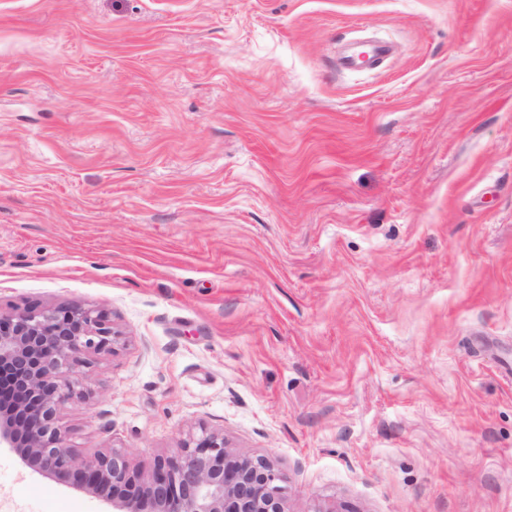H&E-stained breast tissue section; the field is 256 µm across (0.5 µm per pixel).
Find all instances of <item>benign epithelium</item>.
Returning <instances> with one entry per match:
<instances>
[{
  "label": "benign epithelium",
  "mask_w": 512,
  "mask_h": 512,
  "mask_svg": "<svg viewBox=\"0 0 512 512\" xmlns=\"http://www.w3.org/2000/svg\"><path fill=\"white\" fill-rule=\"evenodd\" d=\"M114 339L102 312L78 304L0 313V444L40 472L112 500L113 512H288L274 463L214 432L189 438L143 478L130 474L120 450L74 454L59 411L79 397L81 356L113 348Z\"/></svg>",
  "instance_id": "7a95c632"
}]
</instances>
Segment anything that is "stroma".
<instances>
[{
	"mask_svg": "<svg viewBox=\"0 0 512 512\" xmlns=\"http://www.w3.org/2000/svg\"><path fill=\"white\" fill-rule=\"evenodd\" d=\"M71 304L78 456L512 512V0H0V311ZM0 512L112 504L0 447Z\"/></svg>",
	"mask_w": 512,
	"mask_h": 512,
	"instance_id": "stroma-1",
	"label": "stroma"
}]
</instances>
